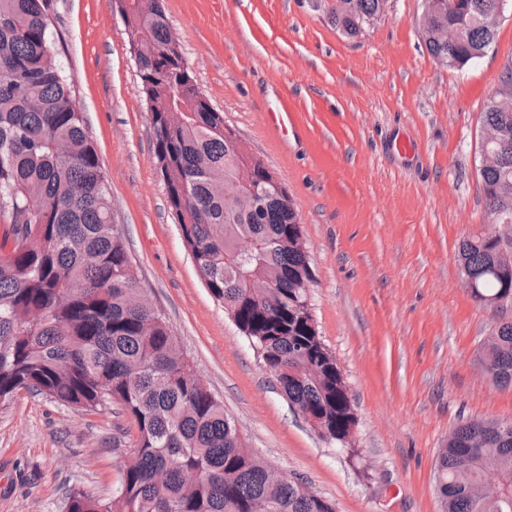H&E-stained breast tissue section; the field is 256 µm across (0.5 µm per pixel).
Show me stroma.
Instances as JSON below:
<instances>
[{
	"label": "stroma",
	"mask_w": 512,
	"mask_h": 512,
	"mask_svg": "<svg viewBox=\"0 0 512 512\" xmlns=\"http://www.w3.org/2000/svg\"><path fill=\"white\" fill-rule=\"evenodd\" d=\"M329 2L164 6L198 87L299 208L309 308L356 417L343 443L289 406L199 278L112 0H54V33L138 286L245 446L336 512H444L435 472L449 432L512 422V387L494 385L478 360L512 302H477L456 259L460 240L488 224L481 113L512 62V15L488 53L458 70L425 48V0H389L354 39L331 23ZM283 106L295 115L284 131L269 120ZM400 138L411 155L394 149ZM133 438L115 405L85 412L24 391L0 403V512H66L74 487L111 498Z\"/></svg>",
	"instance_id": "stroma-1"
}]
</instances>
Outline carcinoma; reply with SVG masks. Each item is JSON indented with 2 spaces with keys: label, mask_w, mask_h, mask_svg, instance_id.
<instances>
[{
  "label": "carcinoma",
  "mask_w": 512,
  "mask_h": 512,
  "mask_svg": "<svg viewBox=\"0 0 512 512\" xmlns=\"http://www.w3.org/2000/svg\"><path fill=\"white\" fill-rule=\"evenodd\" d=\"M383 0H334L336 29L359 36ZM499 0H425L423 41L433 60L463 68L497 34ZM52 0H0V402L21 389L86 412L121 406L136 427L135 462L116 494L73 488L67 512H335L296 480L279 482L243 450L235 423L198 378L137 280L112 192L59 59ZM129 44L140 47L139 79L156 136L168 201L205 287L252 342L288 403L321 435L345 440L355 425L336 360L309 311L312 280L300 215L271 196L255 212L236 206L240 164L224 140V115L203 109L192 87L167 77L156 50L168 41L163 0H132ZM480 142L488 219L512 220V84L493 93ZM472 297L490 307L512 289L497 244L474 235L458 250ZM277 280L250 304L245 281ZM493 381L512 386V321L484 344ZM200 480L185 486L183 474ZM436 489L444 512H512V427L472 420L440 448Z\"/></svg>",
  "instance_id": "carcinoma-1"
}]
</instances>
